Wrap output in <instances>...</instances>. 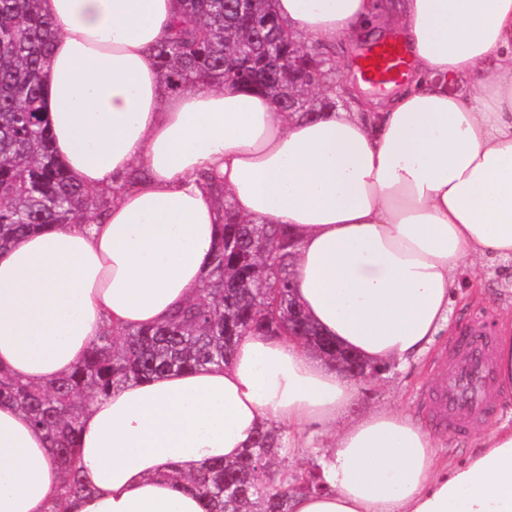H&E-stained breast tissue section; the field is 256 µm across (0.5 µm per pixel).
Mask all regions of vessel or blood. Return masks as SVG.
Here are the masks:
<instances>
[{
  "mask_svg": "<svg viewBox=\"0 0 512 512\" xmlns=\"http://www.w3.org/2000/svg\"><path fill=\"white\" fill-rule=\"evenodd\" d=\"M359 57L361 76L380 89L404 79L411 66L403 44L395 39L360 51ZM493 344L494 335L480 318L460 330L450 353L438 361L439 379L419 395V406L432 423L462 438L474 422L495 415Z\"/></svg>",
  "mask_w": 512,
  "mask_h": 512,
  "instance_id": "vessel-or-blood-1",
  "label": "vessel or blood"
}]
</instances>
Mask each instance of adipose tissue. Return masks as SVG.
<instances>
[{
    "instance_id": "ef3b65f1",
    "label": "adipose tissue",
    "mask_w": 512,
    "mask_h": 512,
    "mask_svg": "<svg viewBox=\"0 0 512 512\" xmlns=\"http://www.w3.org/2000/svg\"><path fill=\"white\" fill-rule=\"evenodd\" d=\"M176 0H42L58 30L42 71L55 154L72 181L113 193L90 224L0 252V370L46 384L111 325H159L207 274L221 208L286 226L308 321L382 367L449 328L470 264L512 259V0H273L292 37L327 47L398 28L415 72L393 97L307 119L234 87L163 95L154 52ZM143 179L126 184L131 168ZM352 379L287 336L248 333L231 361L129 383L80 419L93 493L67 512H205L189 480L256 431L315 438L327 488L290 512H512V424L478 430L460 461L400 410L357 419ZM62 486L43 431L0 404V512H49Z\"/></svg>"
}]
</instances>
